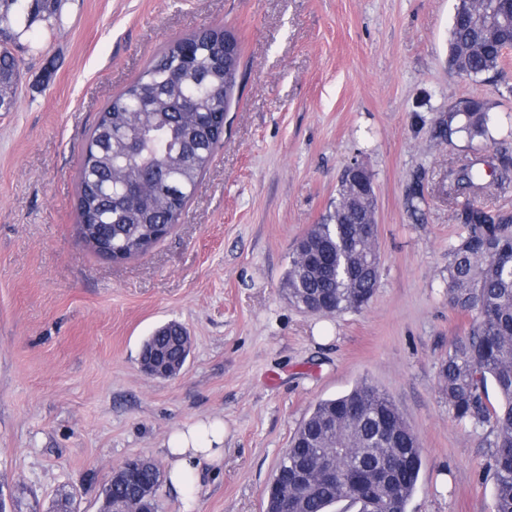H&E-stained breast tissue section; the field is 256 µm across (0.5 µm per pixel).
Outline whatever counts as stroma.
Here are the masks:
<instances>
[{
  "mask_svg": "<svg viewBox=\"0 0 512 512\" xmlns=\"http://www.w3.org/2000/svg\"><path fill=\"white\" fill-rule=\"evenodd\" d=\"M458 0H62L15 50L21 78L0 112V492L22 512H98L112 469L165 465L178 427L223 422L194 512H264L280 457L314 405L366 380L422 446L408 512H492L489 429L458 422L439 393L471 316L446 294L462 234L441 192L466 141L427 127L450 103L492 105L512 150V48L496 81L448 68ZM203 27L243 55L224 141L178 223L145 256L107 261L77 235L81 148L98 112L160 55ZM371 171L381 277L361 310L319 316L283 287L295 242L321 222L352 160ZM428 179L425 218L404 195ZM188 331L181 373L141 372L143 341ZM405 201L410 217L416 222L423 221L424 209L422 206L426 202L424 171L417 170L414 173L411 183L406 188Z\"/></svg>",
  "mask_w": 512,
  "mask_h": 512,
  "instance_id": "1",
  "label": "stroma"
}]
</instances>
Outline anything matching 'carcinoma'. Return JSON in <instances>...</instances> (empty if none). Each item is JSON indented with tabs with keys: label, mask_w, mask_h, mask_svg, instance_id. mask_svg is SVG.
<instances>
[{
	"label": "carcinoma",
	"mask_w": 512,
	"mask_h": 512,
	"mask_svg": "<svg viewBox=\"0 0 512 512\" xmlns=\"http://www.w3.org/2000/svg\"><path fill=\"white\" fill-rule=\"evenodd\" d=\"M58 0H0V112L12 111L19 80L12 44L19 37L12 20H57ZM500 0H463L455 9L448 36V67L482 78L500 70L503 51L512 46V19H480L502 12ZM226 32L200 28L169 42L141 76L99 112L84 143L77 210L80 223L95 230L105 251L132 257L147 254L177 224L202 172L224 141L230 111L228 92L236 83L241 45ZM491 105L471 97L448 106L429 129L438 144L457 139L494 140ZM144 149L128 154L130 137ZM512 187V156L498 163L484 156L448 167L442 189L453 204L452 217L464 229L448 248L449 304L473 314L469 336L454 342L439 368V389L453 417L473 428L491 427L496 480L494 512H512V215L478 204L488 189ZM410 217L424 219L425 172L414 173L406 188ZM371 202L354 184H342L332 210L295 244L284 277L288 300L315 315H340L367 305L380 273L356 266L354 253L369 249L357 236ZM186 329L178 322L147 337L139 357L168 350L184 365ZM493 383L501 404L489 401ZM335 452L338 482L304 486L299 477ZM421 446L393 399L368 381L349 392L319 401L280 458L273 482L291 493L292 512H329L338 501L345 512H406L417 490ZM143 483L160 485V470L137 471L126 484L105 487L112 503L139 497Z\"/></svg>",
	"instance_id": "1"
}]
</instances>
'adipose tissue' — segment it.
Here are the masks:
<instances>
[{
	"label": "adipose tissue",
	"mask_w": 512,
	"mask_h": 512,
	"mask_svg": "<svg viewBox=\"0 0 512 512\" xmlns=\"http://www.w3.org/2000/svg\"><path fill=\"white\" fill-rule=\"evenodd\" d=\"M166 447L168 481L185 492V506H192L202 465L220 463L224 457V426L203 422L183 426L170 435Z\"/></svg>",
	"instance_id": "obj_1"
}]
</instances>
